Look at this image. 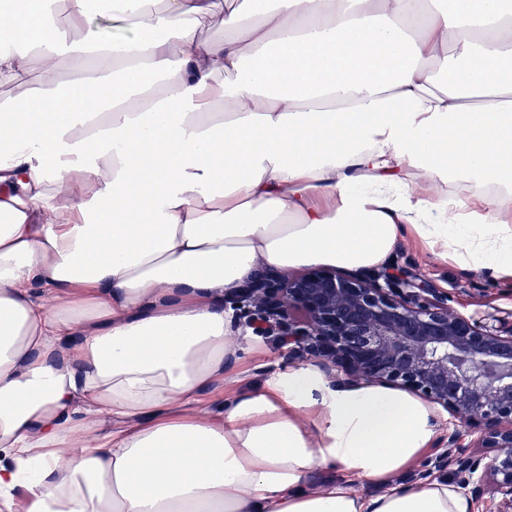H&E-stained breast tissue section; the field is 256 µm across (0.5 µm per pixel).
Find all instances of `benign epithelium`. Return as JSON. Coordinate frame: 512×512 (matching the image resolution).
I'll return each mask as SVG.
<instances>
[{
  "label": "benign epithelium",
  "instance_id": "7a95c632",
  "mask_svg": "<svg viewBox=\"0 0 512 512\" xmlns=\"http://www.w3.org/2000/svg\"><path fill=\"white\" fill-rule=\"evenodd\" d=\"M224 298L246 326L286 346V364L415 394L477 430L478 447L497 449L489 468L501 512H512V330L454 310L408 270L258 269Z\"/></svg>",
  "mask_w": 512,
  "mask_h": 512
}]
</instances>
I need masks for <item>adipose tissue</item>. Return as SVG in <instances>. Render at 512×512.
<instances>
[{
    "instance_id": "1",
    "label": "adipose tissue",
    "mask_w": 512,
    "mask_h": 512,
    "mask_svg": "<svg viewBox=\"0 0 512 512\" xmlns=\"http://www.w3.org/2000/svg\"><path fill=\"white\" fill-rule=\"evenodd\" d=\"M0 0V512H471L435 407L291 368L218 407L224 291L404 238L512 279V0ZM222 18L224 34L211 29ZM336 472L314 484V471ZM370 482L366 498L354 485Z\"/></svg>"
}]
</instances>
